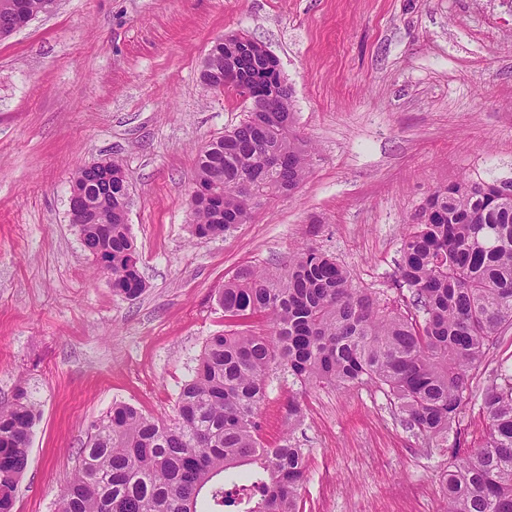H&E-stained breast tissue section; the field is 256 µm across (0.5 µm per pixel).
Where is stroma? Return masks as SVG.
I'll return each instance as SVG.
<instances>
[{"instance_id": "35a3bbf8", "label": "stroma", "mask_w": 512, "mask_h": 512, "mask_svg": "<svg viewBox=\"0 0 512 512\" xmlns=\"http://www.w3.org/2000/svg\"><path fill=\"white\" fill-rule=\"evenodd\" d=\"M237 32L278 59L315 153L292 193L199 239L198 151L248 109L200 73L212 41ZM104 159L129 182L146 283L133 301L95 273L69 222L76 170ZM478 172L512 178V0H55L0 39V403L22 389L40 411L15 512H55L113 403L173 415L206 338L232 328L217 296L240 267L281 272L313 243L400 301L408 216ZM259 415L264 444L290 430L308 452L303 512H439L449 463L486 429L472 398L462 448H439L383 390L305 388L281 369Z\"/></svg>"}]
</instances>
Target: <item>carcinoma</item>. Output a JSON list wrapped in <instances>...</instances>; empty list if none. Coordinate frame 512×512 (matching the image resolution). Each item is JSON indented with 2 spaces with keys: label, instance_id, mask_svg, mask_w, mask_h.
I'll return each mask as SVG.
<instances>
[{
  "label": "carcinoma",
  "instance_id": "1",
  "mask_svg": "<svg viewBox=\"0 0 512 512\" xmlns=\"http://www.w3.org/2000/svg\"><path fill=\"white\" fill-rule=\"evenodd\" d=\"M0 19L41 13L46 0H0ZM216 83L230 72L253 82L239 125L202 147L195 184L214 197L191 210V234L216 238L245 224L255 208L297 189L313 147L293 127V90L261 54L236 56L211 46ZM114 160L77 176L98 199ZM83 247L112 291L133 301L146 288L125 220V203L93 206ZM399 289L414 312L390 307L358 288L332 255L305 245L283 274L239 268L224 283V318L260 316L268 332L210 336L174 414L154 418L116 402L91 423L81 464L56 512H300L306 449L291 433L268 448L260 404L281 367L304 386L375 385L386 389L404 426L440 447L473 394V371L512 327V178L436 187L401 240ZM484 442L455 460L443 479V512H512V368L499 367L482 389ZM39 418L24 390L0 403V512H14Z\"/></svg>",
  "mask_w": 512,
  "mask_h": 512
}]
</instances>
